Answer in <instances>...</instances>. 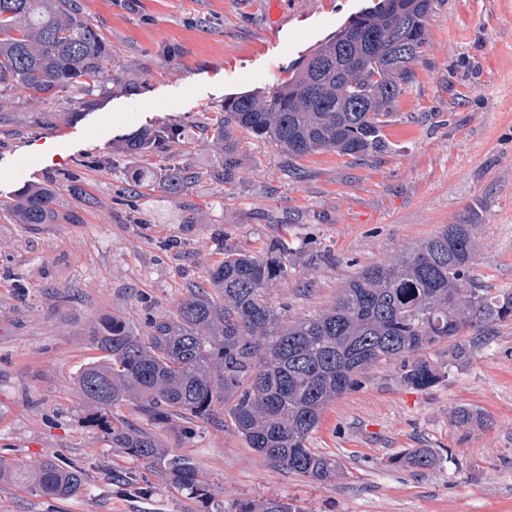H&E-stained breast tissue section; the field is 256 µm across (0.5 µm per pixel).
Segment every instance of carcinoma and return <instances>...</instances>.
Wrapping results in <instances>:
<instances>
[{"mask_svg":"<svg viewBox=\"0 0 512 512\" xmlns=\"http://www.w3.org/2000/svg\"><path fill=\"white\" fill-rule=\"evenodd\" d=\"M434 0H376L351 15L290 77L266 95L224 98L213 119V144L224 153L222 181L235 178L236 142L242 128L266 140L288 160L333 150L369 159L389 142L385 127L397 98L409 85L411 68L426 46L425 29ZM110 54L77 0H0V99L22 88L39 101L70 89L90 92L104 81ZM180 128L162 125L136 138L131 150L153 156ZM194 175L169 168L161 186L188 191ZM55 191L48 185L24 190L14 208L20 224H52ZM476 253L472 224H448L401 257L363 268L326 310L286 321L267 300L269 282L288 275L277 257L266 260L224 252L210 273L209 293L199 288L174 318H153L146 335L121 317L93 331L101 355L77 376L89 406L88 421L112 439V447L163 471L209 512H300L279 499L214 500L212 483L186 455L171 454L155 437L130 426L114 409L131 404L153 417L232 427L268 460L318 483L341 474L335 457L309 447L325 407L362 385L366 370L407 354L404 383L426 388L440 378L425 358L448 343V364L472 354L457 337L465 329L489 336L512 322V290L491 292L471 278ZM456 427L481 423L478 411L460 407ZM392 464L433 469L429 448H415ZM50 497L77 495L86 483L78 467L52 459L0 462V477ZM112 482L146 492L135 471L113 470Z\"/></svg>","mask_w":512,"mask_h":512,"instance_id":"carcinoma-1","label":"carcinoma"}]
</instances>
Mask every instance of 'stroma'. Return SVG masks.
<instances>
[{"instance_id": "obj_1", "label": "stroma", "mask_w": 512, "mask_h": 512, "mask_svg": "<svg viewBox=\"0 0 512 512\" xmlns=\"http://www.w3.org/2000/svg\"><path fill=\"white\" fill-rule=\"evenodd\" d=\"M371 0H288L271 32L266 0H80L109 44L108 79L75 118L62 97L12 90L0 106V459L80 466L73 497L38 496L0 481V512H205L163 472L128 458L87 423L76 385L96 357L99 321L139 332L172 317L210 269L236 249L264 256L288 244V274L267 289L285 318L319 313L358 271L400 255L448 224L476 227L475 283L512 289V0H434L423 56L385 129L387 150L359 161L327 151L294 162L239 130L232 183L218 180L210 124L225 97L271 91L317 44ZM55 120L42 122L43 113ZM175 124L182 141L148 159L118 150L129 135ZM187 166L188 192L163 190L168 163ZM56 192L52 224L16 223L28 184ZM470 359L418 389L400 361L367 369L324 410L310 446L337 458L320 484L266 460L232 428L159 421L135 406L118 416L163 447L189 454L216 499L278 498L301 512H512V324L487 339L463 333ZM487 422L457 428V407ZM432 449L437 468L392 457ZM152 490L113 485L116 469Z\"/></svg>"}]
</instances>
